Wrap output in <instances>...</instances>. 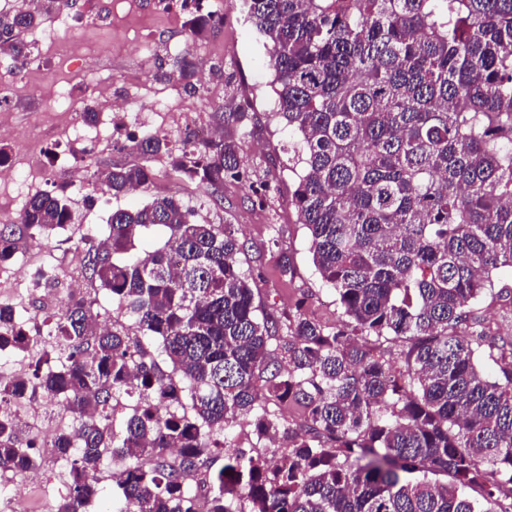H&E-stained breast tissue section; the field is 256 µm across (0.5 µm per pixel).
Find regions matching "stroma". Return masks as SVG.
Here are the masks:
<instances>
[{
	"label": "stroma",
	"mask_w": 512,
	"mask_h": 512,
	"mask_svg": "<svg viewBox=\"0 0 512 512\" xmlns=\"http://www.w3.org/2000/svg\"><path fill=\"white\" fill-rule=\"evenodd\" d=\"M180 10V5L169 7L158 0H78L73 10L53 11L43 18L44 25L58 27L59 42L40 45L35 33H28L39 59L28 81L16 80L8 63L0 62V87L5 90L0 99L12 107L9 133L0 138V145L16 161L13 180L0 185V225L14 223L15 212L30 197L51 190L66 196L75 223L100 239L113 210L173 196L192 207L200 222L238 228L244 244L238 262L252 273L255 302L262 310L279 315L299 308L308 318L335 324L339 310L334 293L316 272L308 231L287 204L296 188V176L288 167L295 136L269 117L270 75L263 41L245 21L242 0H202V12H218L224 24L193 40ZM176 42L190 43L196 63L209 72L207 85L192 88L177 80L179 56L170 49ZM97 86L118 96H134L139 105L155 109V121L166 126L174 142L193 134L196 125L216 127L217 113L248 106L252 119L247 126L224 129L239 144L246 181H225L222 193L211 200L197 181L174 169L172 156L164 154L148 160L152 177L144 189L118 197L92 192L100 173L139 160L121 133L122 117H113L111 134L90 139L84 154L72 145V132L44 138L37 131L62 118L47 111L46 96L62 94L82 113L96 109L91 91ZM40 162L59 174L51 185L30 174V165ZM83 253L77 234L64 231L20 250L12 265L22 277L11 299L21 314H47L40 294L28 290V280L38 268L55 263L74 276ZM284 253L293 274L280 270Z\"/></svg>",
	"instance_id": "obj_1"
}]
</instances>
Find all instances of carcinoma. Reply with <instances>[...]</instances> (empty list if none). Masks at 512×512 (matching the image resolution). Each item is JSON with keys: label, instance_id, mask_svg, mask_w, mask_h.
Wrapping results in <instances>:
<instances>
[{"label": "carcinoma", "instance_id": "obj_1", "mask_svg": "<svg viewBox=\"0 0 512 512\" xmlns=\"http://www.w3.org/2000/svg\"><path fill=\"white\" fill-rule=\"evenodd\" d=\"M243 3L267 49L272 117L297 136L289 204L341 322L259 309L231 225L200 224L172 196L112 211L106 244L83 239V276L110 292L112 328L71 299L47 330L56 350L0 384V403L47 391L73 417L55 442L71 461L57 512H87L90 471L111 448L126 461L112 512H194L201 471L207 512H512V344L473 309L512 268V0ZM73 6L0 11V44L31 55L24 34ZM218 23L194 13L188 30ZM129 148L171 151L157 136ZM174 168L208 194L244 178L225 136L185 140ZM150 179L135 163L101 184L117 196ZM71 224L63 197H31L0 228V266ZM153 229L166 240L139 251ZM37 345L0 303V350ZM487 348L500 350L492 374L478 365ZM124 396L135 404L116 435L108 411ZM275 400L305 423L269 411ZM246 419L280 437L281 463L238 449L214 468ZM38 460L0 413V469Z\"/></svg>", "mask_w": 512, "mask_h": 512}]
</instances>
